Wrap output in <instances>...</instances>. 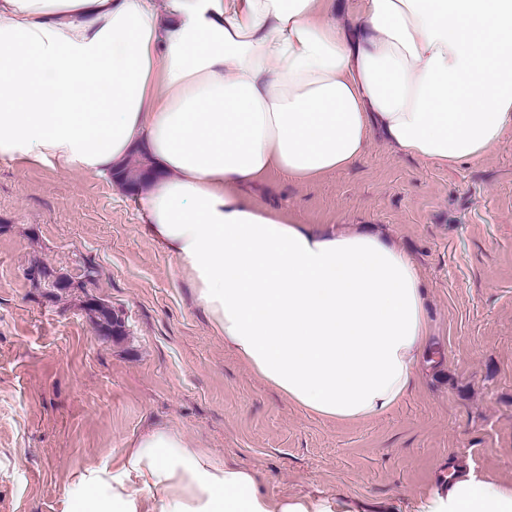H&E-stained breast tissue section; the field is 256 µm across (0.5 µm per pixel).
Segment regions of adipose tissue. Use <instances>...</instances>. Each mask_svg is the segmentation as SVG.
Returning a JSON list of instances; mask_svg holds the SVG:
<instances>
[{
  "mask_svg": "<svg viewBox=\"0 0 512 512\" xmlns=\"http://www.w3.org/2000/svg\"><path fill=\"white\" fill-rule=\"evenodd\" d=\"M512 128V0H0V161L98 177L132 152L137 209L224 346L304 412H391L428 352L419 268L368 230L258 206L271 175L350 168L374 136L436 167ZM65 512H354L278 498L255 471L152 427L65 494ZM415 512H512L459 474Z\"/></svg>",
  "mask_w": 512,
  "mask_h": 512,
  "instance_id": "1",
  "label": "adipose tissue"
}]
</instances>
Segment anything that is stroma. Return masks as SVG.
<instances>
[{"instance_id": "stroma-1", "label": "stroma", "mask_w": 512, "mask_h": 512, "mask_svg": "<svg viewBox=\"0 0 512 512\" xmlns=\"http://www.w3.org/2000/svg\"><path fill=\"white\" fill-rule=\"evenodd\" d=\"M256 201L301 224L376 225L414 256L432 357L411 395L353 424L303 412L225 350L121 186L0 161V512H63L80 473L151 425L258 472L270 495L361 512H413L456 466L512 482V130L452 169L376 140L316 181L271 178ZM38 265L71 288L34 279ZM90 297L124 336L98 332Z\"/></svg>"}]
</instances>
